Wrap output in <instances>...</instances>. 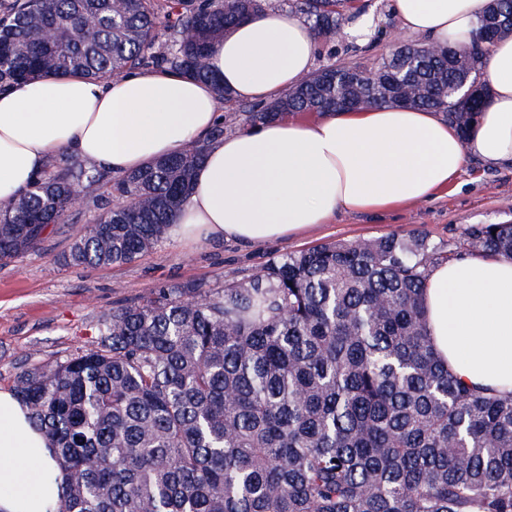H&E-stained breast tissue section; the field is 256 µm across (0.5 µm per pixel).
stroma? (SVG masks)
<instances>
[{
  "instance_id": "35a3bbf8",
  "label": "stroma",
  "mask_w": 512,
  "mask_h": 512,
  "mask_svg": "<svg viewBox=\"0 0 512 512\" xmlns=\"http://www.w3.org/2000/svg\"><path fill=\"white\" fill-rule=\"evenodd\" d=\"M365 2L357 23L368 28L369 38L357 40L351 49L342 42L319 43L315 66L355 62L368 67L390 53L384 34L399 26L391 0ZM98 216L93 208L75 210L68 223L50 225L36 249L0 264V389L13 388L15 376L36 363L93 348L94 326L103 315L161 286L219 288L256 273L269 259L319 243L417 230L444 246L457 240L466 225L512 222V166L470 157L448 188L428 200L382 212L340 213L330 223L260 246L233 241L186 246L169 238L123 266L65 263L72 241Z\"/></svg>"
}]
</instances>
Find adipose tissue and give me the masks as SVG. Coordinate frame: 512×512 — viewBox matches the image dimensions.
Here are the masks:
<instances>
[{"label":"adipose tissue","instance_id":"obj_1","mask_svg":"<svg viewBox=\"0 0 512 512\" xmlns=\"http://www.w3.org/2000/svg\"><path fill=\"white\" fill-rule=\"evenodd\" d=\"M487 0H392L403 30L438 47L469 44ZM318 37L288 11H265L215 43L208 66L236 97L287 91L314 64ZM488 105L467 137L428 110L373 106L313 121L273 119L209 140L223 107L210 83L145 68L109 80L48 77L0 87V196L24 191L50 156H76L119 176L208 139L170 235L257 245L424 201L468 156L512 165V34L489 47ZM433 347L469 386L512 392V260L440 263L424 292ZM63 475L27 407L0 390V512H53Z\"/></svg>","mask_w":512,"mask_h":512}]
</instances>
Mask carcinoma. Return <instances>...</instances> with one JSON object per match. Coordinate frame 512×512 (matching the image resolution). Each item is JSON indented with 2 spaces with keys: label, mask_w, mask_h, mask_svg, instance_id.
Wrapping results in <instances>:
<instances>
[{
  "label": "carcinoma",
  "mask_w": 512,
  "mask_h": 512,
  "mask_svg": "<svg viewBox=\"0 0 512 512\" xmlns=\"http://www.w3.org/2000/svg\"><path fill=\"white\" fill-rule=\"evenodd\" d=\"M265 0H10L0 5V84L110 79L163 65L211 83V46ZM340 42L356 0H299ZM175 49L154 52L157 30ZM55 32L51 41L45 39ZM512 33L491 0L475 41L404 44L369 70L324 66L246 121L399 106L441 112L468 135L487 105L485 54ZM123 176L60 155L0 198V262L68 221L70 196L101 211L65 257L123 266L168 237L207 143ZM512 259V222L470 224L448 249L423 233L323 243L217 290L159 287L95 325V347L21 370L14 390L66 476L56 512H512V396L463 385L434 352L431 267Z\"/></svg>",
  "instance_id": "carcinoma-1"
}]
</instances>
